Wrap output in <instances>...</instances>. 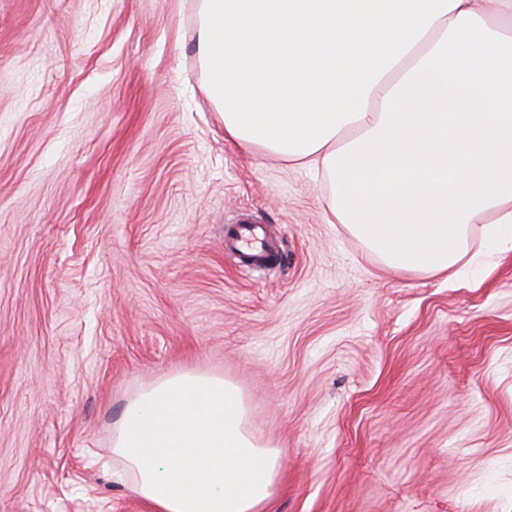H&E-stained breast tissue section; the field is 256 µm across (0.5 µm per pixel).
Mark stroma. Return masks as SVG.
I'll return each mask as SVG.
<instances>
[{
    "mask_svg": "<svg viewBox=\"0 0 512 512\" xmlns=\"http://www.w3.org/2000/svg\"><path fill=\"white\" fill-rule=\"evenodd\" d=\"M194 3L0 0V512H151L112 435L183 369L278 447L267 512H512V251L386 268L314 169L225 137ZM233 229L235 232L232 233ZM228 245L238 253L262 257L270 244L258 226L235 224L228 230Z\"/></svg>",
    "mask_w": 512,
    "mask_h": 512,
    "instance_id": "1",
    "label": "stroma"
}]
</instances>
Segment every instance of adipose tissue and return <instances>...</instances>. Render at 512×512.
I'll return each mask as SVG.
<instances>
[{"mask_svg":"<svg viewBox=\"0 0 512 512\" xmlns=\"http://www.w3.org/2000/svg\"><path fill=\"white\" fill-rule=\"evenodd\" d=\"M197 0L225 135L320 170L387 266L451 271L470 227L512 250V0ZM224 376L181 371L127 405L121 483L152 512H264L279 455Z\"/></svg>","mask_w":512,"mask_h":512,"instance_id":"1","label":"adipose tissue"}]
</instances>
